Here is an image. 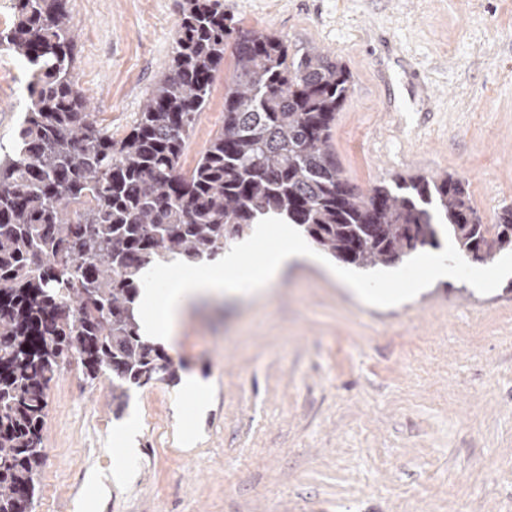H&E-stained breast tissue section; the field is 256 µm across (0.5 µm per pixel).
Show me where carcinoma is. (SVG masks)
<instances>
[{
  "mask_svg": "<svg viewBox=\"0 0 512 512\" xmlns=\"http://www.w3.org/2000/svg\"><path fill=\"white\" fill-rule=\"evenodd\" d=\"M69 0H14L0 53L30 72L25 116L0 155V512H34L49 390L71 360L112 374V413L131 387L177 378L140 334L136 300L169 255L213 259L262 216L297 225L358 268L395 266L448 232L462 259L512 251V206L484 224L466 179L397 177L364 192L343 178L331 125L352 75L323 49L247 29L224 0H181L171 63L121 137L75 76ZM224 126L182 157L225 54Z\"/></svg>",
  "mask_w": 512,
  "mask_h": 512,
  "instance_id": "carcinoma-1",
  "label": "carcinoma"
}]
</instances>
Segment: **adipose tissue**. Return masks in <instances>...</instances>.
Here are the masks:
<instances>
[{"instance_id": "ef3b65f1", "label": "adipose tissue", "mask_w": 512, "mask_h": 512, "mask_svg": "<svg viewBox=\"0 0 512 512\" xmlns=\"http://www.w3.org/2000/svg\"><path fill=\"white\" fill-rule=\"evenodd\" d=\"M299 261L317 265L321 259L295 229L285 224H260L250 240L226 249L215 263L193 270L183 269L178 260L158 264L151 273L152 287L141 294V332L172 344L184 312L193 302L226 293L256 294Z\"/></svg>"}]
</instances>
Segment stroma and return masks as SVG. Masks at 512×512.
Segmentation results:
<instances>
[{
  "instance_id": "obj_1",
  "label": "stroma",
  "mask_w": 512,
  "mask_h": 512,
  "mask_svg": "<svg viewBox=\"0 0 512 512\" xmlns=\"http://www.w3.org/2000/svg\"><path fill=\"white\" fill-rule=\"evenodd\" d=\"M76 77L114 135L133 124L170 61L176 0H69ZM246 28L315 43L352 73L330 141L366 190L449 172L484 223L512 205V0H224ZM189 139L193 167L224 124V84ZM24 66L0 53V145L23 118ZM462 264L395 306L355 300L323 269L288 268L268 292L205 305L168 354L173 381L132 389L80 364L52 383L35 512H512V273L477 290ZM207 385L196 409L187 375ZM192 425L193 445L181 423Z\"/></svg>"
}]
</instances>
